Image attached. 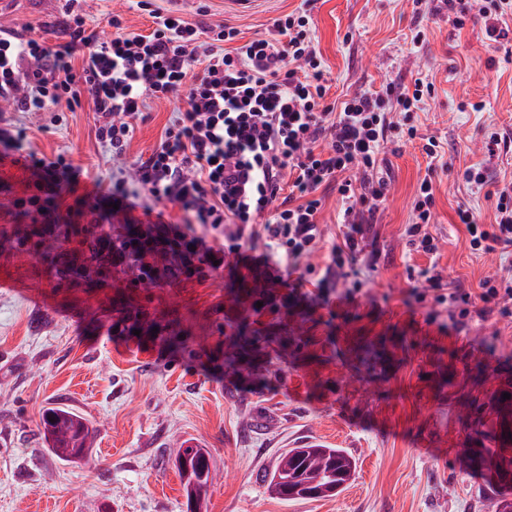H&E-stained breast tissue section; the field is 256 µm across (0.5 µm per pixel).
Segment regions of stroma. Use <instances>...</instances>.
Here are the masks:
<instances>
[{
    "instance_id": "obj_1",
    "label": "stroma",
    "mask_w": 512,
    "mask_h": 512,
    "mask_svg": "<svg viewBox=\"0 0 512 512\" xmlns=\"http://www.w3.org/2000/svg\"><path fill=\"white\" fill-rule=\"evenodd\" d=\"M205 25L265 35L303 8L337 103L383 84L432 83L418 110V137H437L441 157L417 144H388L387 199L361 225L356 275L326 282L328 302L298 297L279 312L239 305L247 290L230 270L202 281L136 286L130 275L88 263L64 242L33 233L14 206L32 180L23 162L0 160V512H187L176 449H209L206 512H493L487 478L465 458L512 390V316L478 301L483 280L512 267V247L472 253L458 208L495 221L494 198L466 183L483 166L512 181V54L478 13L463 27L443 0H155ZM66 0H20L0 28L55 44ZM100 35L120 15L127 31L152 20L130 0H81ZM423 29L422 43L412 41ZM180 101L150 102L122 155L95 134L91 101L74 111L0 109V127L21 126L31 151L64 155L89 178L127 177L158 144ZM506 149L488 156L485 137ZM431 178L436 254L405 234L412 202ZM323 239L309 256L312 280L343 242L335 186L319 189ZM474 295L469 304L424 297L425 274ZM323 280V279H322ZM66 407L94 429L87 459L55 457L40 437L45 409ZM320 441L357 462L339 496L282 500L262 480L288 448Z\"/></svg>"
}]
</instances>
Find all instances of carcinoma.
Returning <instances> with one entry per match:
<instances>
[{"instance_id": "1", "label": "carcinoma", "mask_w": 512, "mask_h": 512, "mask_svg": "<svg viewBox=\"0 0 512 512\" xmlns=\"http://www.w3.org/2000/svg\"><path fill=\"white\" fill-rule=\"evenodd\" d=\"M43 437L54 455L62 460L76 458L78 448H89L93 430L79 415L55 408L42 417ZM492 448L473 453L480 467L490 473L512 471V445L491 438ZM176 463L183 480L188 512H201L211 483L210 453L198 445L178 448ZM356 461L340 448L306 443L290 448L280 457L273 472L264 476L268 492L283 500H322L338 496L353 479Z\"/></svg>"}]
</instances>
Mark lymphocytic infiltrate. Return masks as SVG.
Here are the masks:
<instances>
[{
  "mask_svg": "<svg viewBox=\"0 0 512 512\" xmlns=\"http://www.w3.org/2000/svg\"><path fill=\"white\" fill-rule=\"evenodd\" d=\"M135 6L153 19L148 33L125 31L112 15L114 34L104 39L72 8L64 40L53 46L0 29V102L37 112L49 104L71 109L89 97L96 135L113 154L123 153L150 101L186 102L159 145L134 162V188L95 179L81 189L79 171L63 156L34 153L36 178L15 205L31 215L36 234L77 243L92 264L135 269L143 285L202 281L233 258V274L254 284L247 300L277 312L281 290L303 284L295 276L300 260L320 247L317 191L336 186L343 223L375 214L390 182L378 156L393 134L415 137L424 84L407 92L389 83L383 93L359 92L332 106L306 11L285 14L274 21L273 35L242 43L235 27L164 15L151 0ZM355 169L362 173L356 182L349 177ZM463 178L490 186L479 168L466 169ZM490 188L494 223H480L467 208L457 211L470 249L480 253L512 246V183ZM64 191L99 201L107 215L122 214L123 223L87 228L63 220L50 200ZM171 205L184 213L183 223L170 221ZM433 206L426 178L406 235L427 254L437 251Z\"/></svg>",
  "mask_w": 512,
  "mask_h": 512,
  "instance_id": "1",
  "label": "lymphocytic infiltrate"
}]
</instances>
